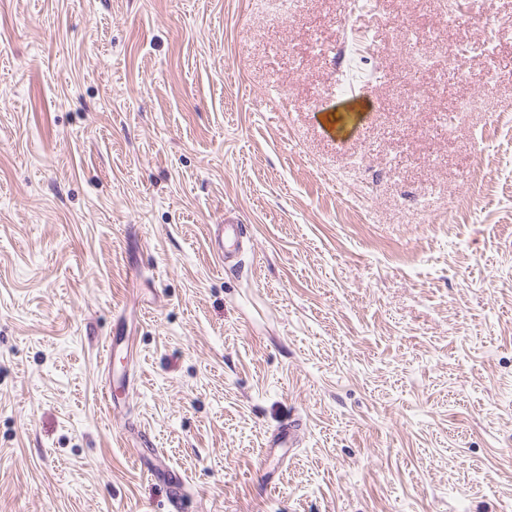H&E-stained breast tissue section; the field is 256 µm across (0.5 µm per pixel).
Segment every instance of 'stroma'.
Wrapping results in <instances>:
<instances>
[{
	"mask_svg": "<svg viewBox=\"0 0 512 512\" xmlns=\"http://www.w3.org/2000/svg\"><path fill=\"white\" fill-rule=\"evenodd\" d=\"M485 9L0 0V512H169L141 433L186 512H512V0ZM346 38L382 79L347 89ZM317 112H348L346 114L339 115V121H336V134L346 136L352 133L357 128L358 121V110H357V102H347L341 103L336 102V104H320L317 107ZM353 120L354 124L350 129H347V125L349 120ZM213 235L210 236L212 249L221 264L237 249L244 234L241 224H213ZM136 448V462L140 470L150 479L158 480L165 484L169 502L173 507L172 512H185L183 502L186 496V480L182 473L171 468L165 460L160 448H154L152 444Z\"/></svg>",
	"mask_w": 512,
	"mask_h": 512,
	"instance_id": "35a3bbf8",
	"label": "stroma"
}]
</instances>
